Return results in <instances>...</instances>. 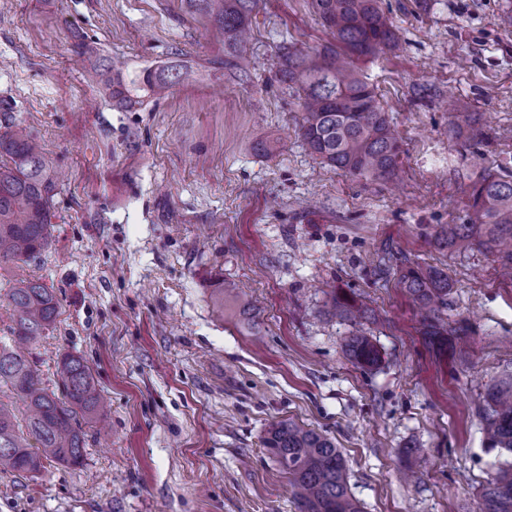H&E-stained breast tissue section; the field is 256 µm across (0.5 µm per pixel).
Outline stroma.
<instances>
[{"label": "stroma", "mask_w": 512, "mask_h": 512, "mask_svg": "<svg viewBox=\"0 0 512 512\" xmlns=\"http://www.w3.org/2000/svg\"><path fill=\"white\" fill-rule=\"evenodd\" d=\"M381 0L400 48L361 69L404 149L397 183L323 167L303 148L297 94L274 78L281 40L330 35L311 0H258L252 84L189 79L122 109L86 82V42L127 73L183 52L207 71L224 50L183 0H7L0 22V130L23 121L60 173L49 250L25 264L61 314L36 350L83 356L109 403L82 466L0 473V512H296L262 445L292 419L336 441L363 512H476L497 457L480 395L512 372V282L492 256H451L431 235L461 223L473 151L512 172V0ZM455 98L480 115L453 138ZM269 138L277 149H253ZM446 268L448 321L465 355L437 354L401 289L374 273L385 248ZM235 282L262 334L218 316ZM375 308L373 370L342 350L348 323L323 311V284Z\"/></svg>", "instance_id": "obj_1"}]
</instances>
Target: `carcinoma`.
<instances>
[{"label":"carcinoma","mask_w":512,"mask_h":512,"mask_svg":"<svg viewBox=\"0 0 512 512\" xmlns=\"http://www.w3.org/2000/svg\"><path fill=\"white\" fill-rule=\"evenodd\" d=\"M188 11L209 19L214 37L224 45V63L214 72L240 85L252 82L249 70L251 21L257 0H184ZM314 12L333 42L316 51L282 43L277 81L301 100L298 122L302 145L324 164L346 174L388 181L402 166V145L374 89L359 64L397 46L398 37L379 0H311ZM79 53L93 58L87 76L99 91L125 108L160 100L194 71L175 59L128 76L123 67L105 63L86 43ZM57 182L52 162L40 151L31 130L13 123L0 133V267L27 261L49 249L55 217ZM436 246L451 255L472 250L493 255L512 281V173L486 168L473 181L460 224H441ZM381 277L393 276L421 313L423 335L439 352L457 349L448 337V296L454 283L435 266H422L404 255L385 251L378 257ZM213 305L251 335L261 332L258 311L244 301L232 282L224 283ZM336 318L356 326L344 340L346 356L363 369L382 362L373 338L357 327L376 321L374 311L350 296L331 291L326 301ZM7 336L0 339V386L25 405L23 417L0 402V472L36 474L44 462L80 466L84 462L86 428L107 432L105 399L86 361L64 354L57 363L60 391L47 387L35 349L60 315L56 292L40 279L23 275L10 288ZM485 445L512 454V372L489 384L483 396ZM38 444L30 450L29 439ZM264 447L288 474L297 512H362L348 489L343 456L328 435L292 420L266 430ZM478 512H512V461L499 463L480 491Z\"/></svg>","instance_id":"cac0c4a2"}]
</instances>
